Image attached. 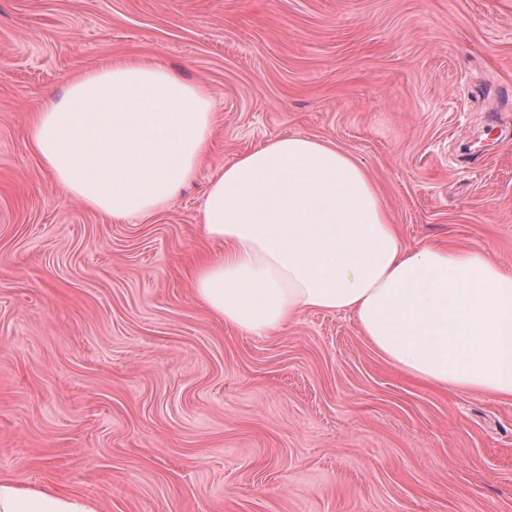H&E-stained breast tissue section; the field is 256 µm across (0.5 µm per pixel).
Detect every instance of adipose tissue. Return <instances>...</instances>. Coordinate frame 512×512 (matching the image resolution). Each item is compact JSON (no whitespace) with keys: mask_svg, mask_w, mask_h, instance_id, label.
I'll return each mask as SVG.
<instances>
[{"mask_svg":"<svg viewBox=\"0 0 512 512\" xmlns=\"http://www.w3.org/2000/svg\"><path fill=\"white\" fill-rule=\"evenodd\" d=\"M214 102L157 65L84 72L46 98L33 146L70 196L123 221L164 209L197 173ZM201 217L224 242L196 296L256 338L308 311L353 314L386 361L423 383L512 397V268L484 251L405 249L367 172L334 144L293 135L209 183ZM0 512H101L97 501L0 478Z\"/></svg>","mask_w":512,"mask_h":512,"instance_id":"1","label":"adipose tissue"}]
</instances>
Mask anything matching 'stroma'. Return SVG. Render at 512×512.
<instances>
[{"instance_id": "35a3bbf8", "label": "stroma", "mask_w": 512, "mask_h": 512, "mask_svg": "<svg viewBox=\"0 0 512 512\" xmlns=\"http://www.w3.org/2000/svg\"><path fill=\"white\" fill-rule=\"evenodd\" d=\"M210 90L193 183L115 222L31 144L74 75ZM367 169L404 247L512 267V0H0V475L104 512H512V399L418 382L347 313L256 338L199 300L201 203L288 135Z\"/></svg>"}]
</instances>
